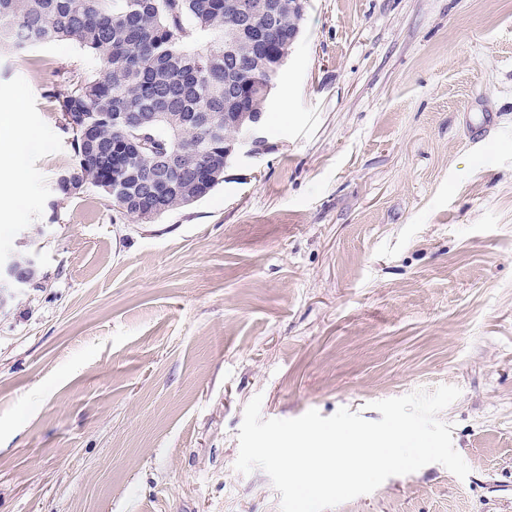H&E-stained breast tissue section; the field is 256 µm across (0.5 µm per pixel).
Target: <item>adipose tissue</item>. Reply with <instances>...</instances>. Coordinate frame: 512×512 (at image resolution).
Returning <instances> with one entry per match:
<instances>
[{"label": "adipose tissue", "mask_w": 512, "mask_h": 512, "mask_svg": "<svg viewBox=\"0 0 512 512\" xmlns=\"http://www.w3.org/2000/svg\"><path fill=\"white\" fill-rule=\"evenodd\" d=\"M23 98L0 108V203L16 208L27 193V157L44 148L41 134L24 123Z\"/></svg>", "instance_id": "adipose-tissue-1"}]
</instances>
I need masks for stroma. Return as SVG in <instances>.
<instances>
[{
  "instance_id": "1",
  "label": "stroma",
  "mask_w": 512,
  "mask_h": 512,
  "mask_svg": "<svg viewBox=\"0 0 512 512\" xmlns=\"http://www.w3.org/2000/svg\"><path fill=\"white\" fill-rule=\"evenodd\" d=\"M69 40L0 56L45 140L0 256L47 279L0 304V512H280L235 468L263 418L453 385L470 467L388 478L332 512H512V0H304L268 147L152 224L64 197L48 91Z\"/></svg>"
}]
</instances>
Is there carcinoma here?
Returning <instances> with one entry per match:
<instances>
[{"label": "carcinoma", "mask_w": 512, "mask_h": 512, "mask_svg": "<svg viewBox=\"0 0 512 512\" xmlns=\"http://www.w3.org/2000/svg\"><path fill=\"white\" fill-rule=\"evenodd\" d=\"M265 2L245 21L233 0H0V50L67 39L96 62L51 87L75 156L57 191L94 188L152 224L223 182L224 141L237 135L224 113L265 111L302 19L294 0ZM29 258L14 261L36 286Z\"/></svg>", "instance_id": "obj_1"}]
</instances>
